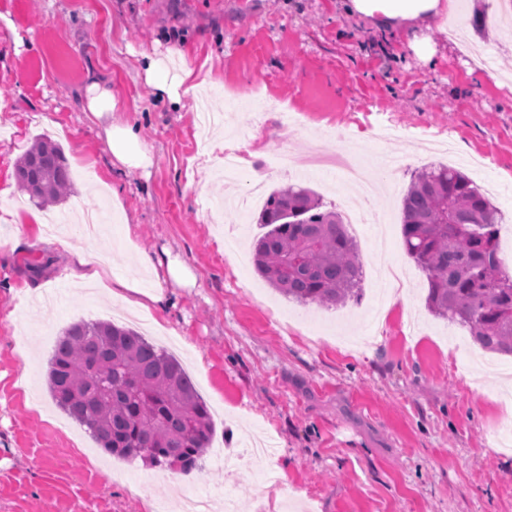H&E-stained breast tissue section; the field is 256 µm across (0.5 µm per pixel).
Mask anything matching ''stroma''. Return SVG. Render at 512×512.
Segmentation results:
<instances>
[{
	"label": "stroma",
	"mask_w": 512,
	"mask_h": 512,
	"mask_svg": "<svg viewBox=\"0 0 512 512\" xmlns=\"http://www.w3.org/2000/svg\"><path fill=\"white\" fill-rule=\"evenodd\" d=\"M498 0H458L433 23L423 63L397 34L372 33L339 0H0V512H183L188 493L232 497L238 512H512V357L482 349L431 313L428 281L407 257L400 200L412 174L444 164L468 174L505 215L512 249V17ZM176 50L202 86L173 110L155 100L142 53ZM112 88L115 117H136L153 164L121 177L84 111L89 76ZM247 145L224 180L215 135ZM63 150L73 181L56 207L19 208V158L39 137ZM366 156L378 179L402 166L365 209L363 296L303 305L256 271L259 206L244 195L261 162H293L264 193L303 186L327 207L359 201L357 184L311 154ZM100 212L94 236L50 242L33 216ZM159 260L146 270L133 259ZM95 254L104 280L164 284L151 319L68 277ZM196 277L183 288L165 260ZM109 320L174 355L215 427L184 487L175 470L104 452L52 399L48 360L70 324ZM259 437L272 458L225 474L217 451Z\"/></svg>",
	"instance_id": "stroma-1"
}]
</instances>
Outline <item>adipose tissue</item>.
Wrapping results in <instances>:
<instances>
[{
	"instance_id": "obj_1",
	"label": "adipose tissue",
	"mask_w": 512,
	"mask_h": 512,
	"mask_svg": "<svg viewBox=\"0 0 512 512\" xmlns=\"http://www.w3.org/2000/svg\"><path fill=\"white\" fill-rule=\"evenodd\" d=\"M342 6L348 15L368 20L374 30L401 32L408 48L425 63L430 62L434 54L426 30L435 20L457 14V0H343ZM141 68L159 101L174 109L183 108L180 89L193 82V69L184 67L178 73H170L163 59L146 53L141 56ZM86 105L101 129L115 172L144 169L152 164V153L140 136L139 125L130 120L114 119L117 100L110 86L90 81L86 87Z\"/></svg>"
}]
</instances>
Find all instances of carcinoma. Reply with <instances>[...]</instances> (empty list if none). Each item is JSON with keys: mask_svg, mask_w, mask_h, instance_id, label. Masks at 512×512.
Listing matches in <instances>:
<instances>
[{"mask_svg": "<svg viewBox=\"0 0 512 512\" xmlns=\"http://www.w3.org/2000/svg\"><path fill=\"white\" fill-rule=\"evenodd\" d=\"M22 193L40 208L66 201L61 148L40 138L17 165ZM503 214L463 172L446 165L413 174L403 198L408 257L428 280L427 303L468 329L485 350L512 355V276L503 270ZM255 268L288 298L337 307L360 296L357 245L341 215L306 188L269 194ZM48 389L106 452L151 466L200 468L213 424L182 365L131 328L108 321L68 326L49 360Z\"/></svg>", "mask_w": 512, "mask_h": 512, "instance_id": "1", "label": "carcinoma"}]
</instances>
